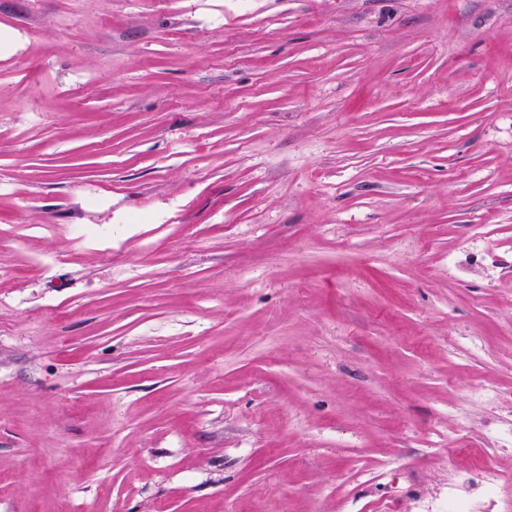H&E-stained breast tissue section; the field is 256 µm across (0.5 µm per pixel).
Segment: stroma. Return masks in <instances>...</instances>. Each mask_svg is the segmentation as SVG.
I'll return each mask as SVG.
<instances>
[{
	"mask_svg": "<svg viewBox=\"0 0 512 512\" xmlns=\"http://www.w3.org/2000/svg\"><path fill=\"white\" fill-rule=\"evenodd\" d=\"M0 31V512L512 478V0H0Z\"/></svg>",
	"mask_w": 512,
	"mask_h": 512,
	"instance_id": "stroma-1",
	"label": "stroma"
}]
</instances>
